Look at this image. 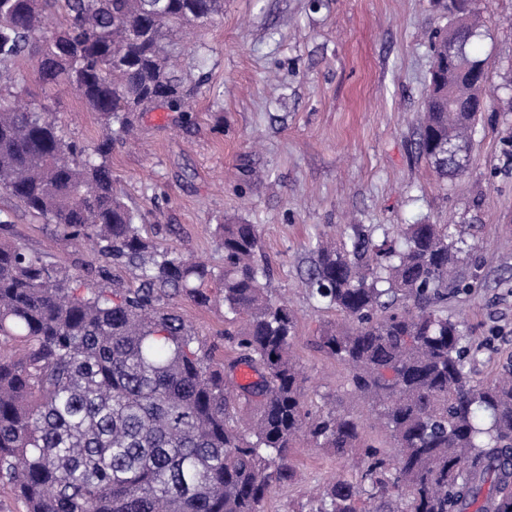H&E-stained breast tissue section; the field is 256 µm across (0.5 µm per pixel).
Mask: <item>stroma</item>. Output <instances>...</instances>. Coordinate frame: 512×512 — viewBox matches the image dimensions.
I'll use <instances>...</instances> for the list:
<instances>
[{"mask_svg": "<svg viewBox=\"0 0 512 512\" xmlns=\"http://www.w3.org/2000/svg\"><path fill=\"white\" fill-rule=\"evenodd\" d=\"M483 6L475 49L489 62L492 109L476 127L464 174L448 184L436 181L416 146L431 35L447 23L433 0H224L222 22L193 38L207 54L185 58L187 71L204 79L190 121L147 112L135 123V147L113 146L114 191L144 215L143 234L158 247L220 267L216 225H258L270 291L298 317L295 353L315 403L367 415L346 367L316 347L337 315L305 285L316 241L348 237L356 224L457 225L470 247L462 275L471 288L449 290L448 314L486 346L477 379L512 360V112L498 109L512 98V0ZM14 71L68 138L88 144L101 136L97 114L72 89L45 88L31 60ZM0 210L11 219L0 239L73 273L101 264L7 195ZM178 308L223 358V305L183 300ZM295 467V482L271 488L264 512H295L319 482L352 474L347 459L320 448L299 449Z\"/></svg>", "mask_w": 512, "mask_h": 512, "instance_id": "1", "label": "stroma"}]
</instances>
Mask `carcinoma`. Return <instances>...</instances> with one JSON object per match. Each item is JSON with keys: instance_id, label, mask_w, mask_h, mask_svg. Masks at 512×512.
I'll use <instances>...</instances> for the list:
<instances>
[{"instance_id": "1", "label": "carcinoma", "mask_w": 512, "mask_h": 512, "mask_svg": "<svg viewBox=\"0 0 512 512\" xmlns=\"http://www.w3.org/2000/svg\"><path fill=\"white\" fill-rule=\"evenodd\" d=\"M443 8L455 51L443 66L433 47L417 149L446 182L466 170L489 71L476 74L486 60L471 52L481 6ZM223 15L224 0H0V191L139 281L105 288L106 265L77 276L0 240V484L25 512H262L306 441L352 459L358 478L320 486L299 512H512V365L472 376L482 345L445 310L448 284L469 287L450 225L408 224L395 239L384 228L378 242L355 226L347 242L317 243L308 270L310 296L342 317L319 347L349 368L391 440L384 455L359 418L308 403L296 319L269 292L257 225H216L217 270L157 248L114 193L112 135L198 95L174 35ZM24 58L76 89L104 126L97 142L70 140L28 98L11 73ZM214 296L242 322L221 363L176 306ZM241 365L257 375L246 386Z\"/></svg>"}]
</instances>
